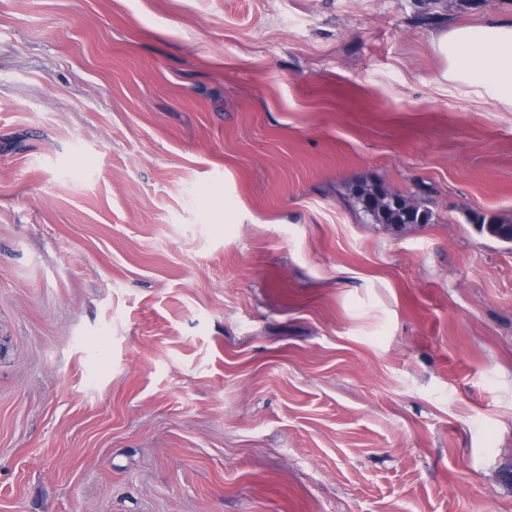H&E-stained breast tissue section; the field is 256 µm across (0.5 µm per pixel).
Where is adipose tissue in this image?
Segmentation results:
<instances>
[{
    "instance_id": "1",
    "label": "adipose tissue",
    "mask_w": 512,
    "mask_h": 512,
    "mask_svg": "<svg viewBox=\"0 0 512 512\" xmlns=\"http://www.w3.org/2000/svg\"><path fill=\"white\" fill-rule=\"evenodd\" d=\"M435 46L453 82H487L503 106L512 108V21L457 25L439 30Z\"/></svg>"
}]
</instances>
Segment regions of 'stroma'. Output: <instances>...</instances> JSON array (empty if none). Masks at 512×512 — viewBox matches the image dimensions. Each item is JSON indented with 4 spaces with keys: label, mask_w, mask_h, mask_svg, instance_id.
Here are the masks:
<instances>
[{
    "label": "stroma",
    "mask_w": 512,
    "mask_h": 512,
    "mask_svg": "<svg viewBox=\"0 0 512 512\" xmlns=\"http://www.w3.org/2000/svg\"><path fill=\"white\" fill-rule=\"evenodd\" d=\"M427 2L0 0V512H512V109ZM364 193V188L358 192V202L362 205L363 210L370 215L377 224H427L431 220V213L429 211L425 209L421 210L419 207L408 203L404 197L395 195L406 209L402 211L401 214L395 215L398 217L396 222L392 220L383 222L379 219L378 215L366 207L364 202Z\"/></svg>",
    "instance_id": "1"
}]
</instances>
